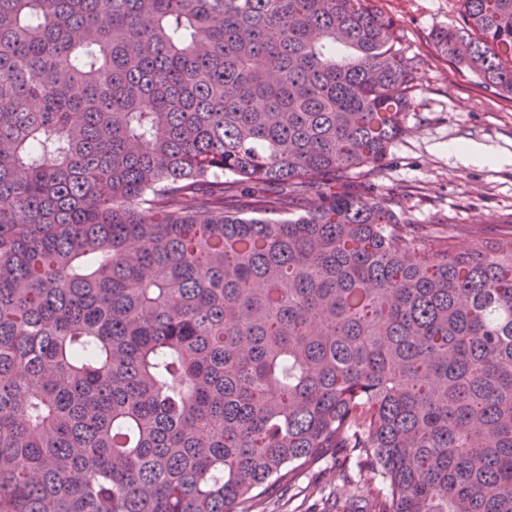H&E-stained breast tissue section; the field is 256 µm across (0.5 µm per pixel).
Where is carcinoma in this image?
<instances>
[{"instance_id":"cac0c4a2","label":"carcinoma","mask_w":512,"mask_h":512,"mask_svg":"<svg viewBox=\"0 0 512 512\" xmlns=\"http://www.w3.org/2000/svg\"><path fill=\"white\" fill-rule=\"evenodd\" d=\"M436 50L512 97V0ZM372 0H0V512H512V236L354 184L420 60ZM326 486L325 495L330 493L336 503V496L341 504L348 503L354 490L352 483L336 468L331 461H322L300 470L292 482V489L288 488L283 494L277 493L268 497L258 512H313L318 506L312 495L314 484ZM288 496H292L288 502Z\"/></svg>"}]
</instances>
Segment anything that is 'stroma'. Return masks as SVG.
<instances>
[{"label":"stroma","mask_w":512,"mask_h":512,"mask_svg":"<svg viewBox=\"0 0 512 512\" xmlns=\"http://www.w3.org/2000/svg\"><path fill=\"white\" fill-rule=\"evenodd\" d=\"M374 2L395 23L396 47L422 61L405 131L374 179L378 192L394 195L413 223L437 225L460 250L475 233L491 241L512 233V100L486 90L430 41L433 30L459 22V0ZM465 142L485 146L495 162L449 153V145ZM317 484L343 504L352 493L367 497L373 490L369 479L352 485L333 462L322 461L300 470L290 493L268 497L258 512H316Z\"/></svg>","instance_id":"stroma-1"}]
</instances>
